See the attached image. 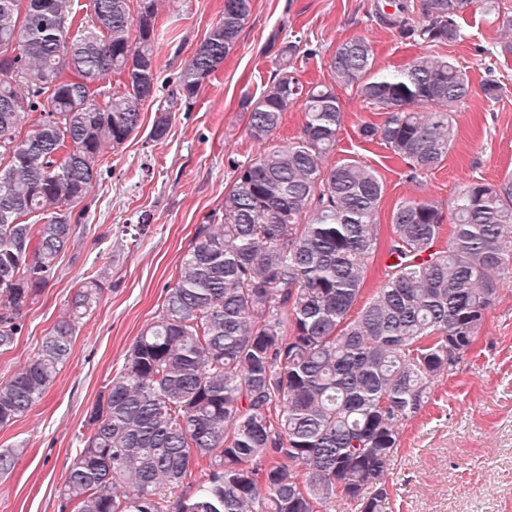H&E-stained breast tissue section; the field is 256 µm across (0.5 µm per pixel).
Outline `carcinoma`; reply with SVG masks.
Instances as JSON below:
<instances>
[{"label":"carcinoma","mask_w":512,"mask_h":512,"mask_svg":"<svg viewBox=\"0 0 512 512\" xmlns=\"http://www.w3.org/2000/svg\"><path fill=\"white\" fill-rule=\"evenodd\" d=\"M46 2L29 0L21 19L18 0H0V353L17 344L25 310L79 237L71 208L103 152L139 129L157 84L158 0H137L135 12L130 0H91L93 30L78 39L69 0ZM479 5L512 31L498 0H387L378 14L439 47L462 39L457 18ZM251 9L224 0L177 95L200 91ZM271 48L270 83L242 100L247 134L266 142L298 101L301 133L233 164L217 223L196 225L160 317L91 409L59 512H334L341 501L386 512L399 426L456 373L512 277L511 175L464 186L441 247V203L399 201L384 239L377 173L355 159L328 165L339 87L382 112L359 135L387 145L409 179L441 167L471 93L460 67L422 56L376 72L371 43L355 38L327 60L331 84L306 87L292 71L300 41L276 33ZM377 260L387 279L354 314ZM102 293L89 275L33 359L0 381V428L42 399Z\"/></svg>","instance_id":"carcinoma-1"}]
</instances>
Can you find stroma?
<instances>
[{"instance_id": "stroma-1", "label": "stroma", "mask_w": 512, "mask_h": 512, "mask_svg": "<svg viewBox=\"0 0 512 512\" xmlns=\"http://www.w3.org/2000/svg\"><path fill=\"white\" fill-rule=\"evenodd\" d=\"M376 2L253 0L236 45L209 82L195 98L174 104L168 94L175 79L221 18L224 0H163L154 46L159 92L145 102L137 133L103 156L82 203L83 233L27 309L17 344L0 354L3 379L33 357L42 336L67 313L80 280L101 274L104 294L80 321L73 356L34 408L0 428V449L21 451L13 471L0 475V512H58L65 467L108 378L141 330L158 319L195 226L224 202L233 161L261 150L246 134L241 99L259 95L272 75L270 34L277 30L315 48L295 63L305 83L329 81L328 58L339 43L357 37L370 41L379 71L430 54L427 44L378 24ZM458 24L464 39L439 52L467 71L472 94L455 115L458 136L446 161L425 178L408 180L390 149L362 139L361 124L379 121L378 112L355 91L338 92L344 120L330 159L358 160L380 176L381 231H388L390 211L401 199L431 198L447 207L468 182L496 183L512 174V56L490 53L503 39L502 28L478 9ZM491 77L506 88L496 101L482 93ZM163 109L171 112L170 130L155 141L149 134ZM386 489L389 512H512V282L457 373L441 378L429 405L404 422Z\"/></svg>"}]
</instances>
